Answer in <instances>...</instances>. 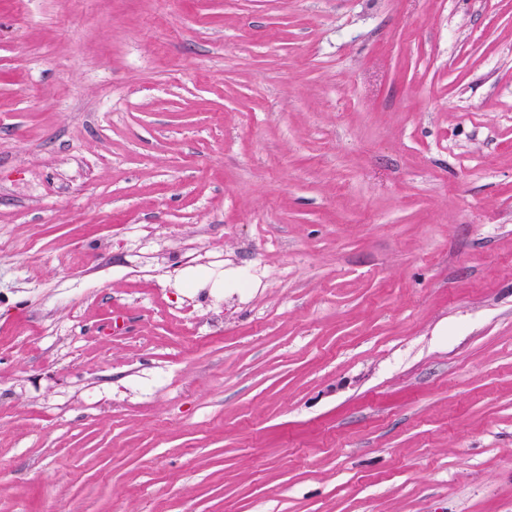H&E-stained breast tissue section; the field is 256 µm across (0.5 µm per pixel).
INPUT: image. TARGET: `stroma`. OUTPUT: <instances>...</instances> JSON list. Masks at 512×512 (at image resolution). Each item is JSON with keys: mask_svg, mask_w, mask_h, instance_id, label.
Listing matches in <instances>:
<instances>
[{"mask_svg": "<svg viewBox=\"0 0 512 512\" xmlns=\"http://www.w3.org/2000/svg\"><path fill=\"white\" fill-rule=\"evenodd\" d=\"M0 512H512V0H0Z\"/></svg>", "mask_w": 512, "mask_h": 512, "instance_id": "obj_1", "label": "stroma"}]
</instances>
